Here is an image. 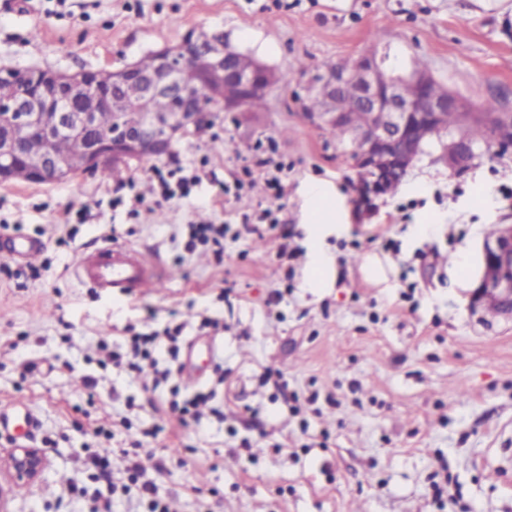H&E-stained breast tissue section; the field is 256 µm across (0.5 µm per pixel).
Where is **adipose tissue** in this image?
Returning a JSON list of instances; mask_svg holds the SVG:
<instances>
[{"mask_svg":"<svg viewBox=\"0 0 512 512\" xmlns=\"http://www.w3.org/2000/svg\"><path fill=\"white\" fill-rule=\"evenodd\" d=\"M339 205L335 194L325 185L317 183L307 192V208L304 225L310 243L309 285L325 287L328 281L330 258L324 242L334 233Z\"/></svg>","mask_w":512,"mask_h":512,"instance_id":"ef3b65f1","label":"adipose tissue"}]
</instances>
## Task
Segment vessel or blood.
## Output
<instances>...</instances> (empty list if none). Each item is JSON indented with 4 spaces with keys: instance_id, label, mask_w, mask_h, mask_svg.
Instances as JSON below:
<instances>
[{
    "instance_id": "1",
    "label": "vessel or blood",
    "mask_w": 512,
    "mask_h": 512,
    "mask_svg": "<svg viewBox=\"0 0 512 512\" xmlns=\"http://www.w3.org/2000/svg\"><path fill=\"white\" fill-rule=\"evenodd\" d=\"M41 251V242L23 236L10 239L12 259L30 263L40 257ZM74 275L82 285L97 291L115 297H135L161 287L164 270L158 261L147 258L140 250L110 242L81 254Z\"/></svg>"
}]
</instances>
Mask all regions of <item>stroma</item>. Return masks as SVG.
I'll use <instances>...</instances> for the list:
<instances>
[{
  "label": "stroma",
  "mask_w": 512,
  "mask_h": 512,
  "mask_svg": "<svg viewBox=\"0 0 512 512\" xmlns=\"http://www.w3.org/2000/svg\"><path fill=\"white\" fill-rule=\"evenodd\" d=\"M192 32L222 36L278 83L246 111L209 112L167 156L112 162L107 177L0 183V407L23 403L29 417L0 431V448L21 441L48 459L14 512H91L106 499L112 512H147L118 491L132 448L172 512H512V319L470 301L490 225L512 224V152L480 150L460 172L423 155L367 206L342 145L304 113L325 66L373 48L474 107L512 113V0H0V69L113 71ZM260 147L285 163L286 196L258 179L215 202L217 182ZM205 157L190 198L136 217L113 207L129 177ZM315 181L340 200L326 288L304 285ZM85 207V223L71 220ZM267 207L280 224L242 232L244 215ZM200 221L232 225L223 257L186 251ZM8 225L42 243L41 268L9 258ZM105 241L156 255L167 282L124 301L84 287L72 268ZM285 243L296 261L279 259ZM368 253L389 265V287L365 277ZM203 313L223 331H199ZM167 324L182 325L179 360L195 361L197 384L176 371L153 392L151 368L101 366L127 327ZM270 369L279 381L265 380ZM175 386L215 397L182 422L155 410Z\"/></svg>",
  "instance_id": "obj_1"
}]
</instances>
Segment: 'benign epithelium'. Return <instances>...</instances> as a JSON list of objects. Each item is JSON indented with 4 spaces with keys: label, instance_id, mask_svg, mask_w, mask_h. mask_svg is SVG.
Here are the masks:
<instances>
[{
    "label": "benign epithelium",
    "instance_id": "benign-epithelium-1",
    "mask_svg": "<svg viewBox=\"0 0 512 512\" xmlns=\"http://www.w3.org/2000/svg\"><path fill=\"white\" fill-rule=\"evenodd\" d=\"M205 53L210 66L200 70L195 62ZM155 65L149 71L132 63L114 72V90L98 88L93 71L59 72L49 68L21 71L22 79L12 91L0 94V182L12 178L16 162L24 160L38 184L64 182L77 175L73 163L51 148L28 156L23 150V131L40 125L41 109L55 107L57 131L72 136L78 144L82 169L90 171L109 158L162 157L173 140L198 125L209 108L192 94L199 88L212 104L227 111L239 110L255 95L264 94L276 82V74L227 44L201 40L188 34L174 49L154 52ZM359 88L357 104L368 112V121L352 131L360 150L349 156L356 172L363 200L369 204L388 194V184L402 178L429 146L453 170L468 166L476 146L464 144L447 132L443 119L450 112H468L470 106L450 91L444 98H432L425 89L434 82L428 72H415L407 78L390 73L384 58L360 61L341 67L320 78L323 109L309 117L326 126L346 119L339 107L341 90L347 81ZM411 82L419 94L407 98L403 84ZM174 99L172 112H157L154 99ZM119 116L112 130L97 132V113ZM471 302L481 305L498 302L497 315L512 318V224H502L493 238H486L479 250L473 279ZM48 465L45 453L29 445L0 449V512L8 508L12 487L33 485Z\"/></svg>",
    "mask_w": 512,
    "mask_h": 512
}]
</instances>
